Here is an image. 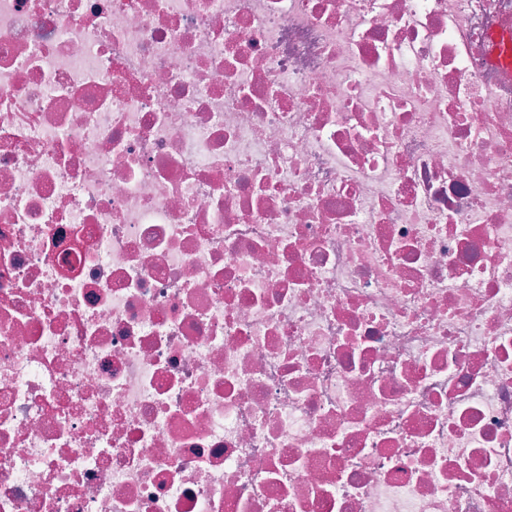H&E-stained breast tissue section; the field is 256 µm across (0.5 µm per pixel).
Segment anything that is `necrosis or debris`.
Listing matches in <instances>:
<instances>
[{
	"mask_svg": "<svg viewBox=\"0 0 512 512\" xmlns=\"http://www.w3.org/2000/svg\"><path fill=\"white\" fill-rule=\"evenodd\" d=\"M512 0H0V512H512ZM491 62L501 68L507 75L512 76V34L494 33L491 37Z\"/></svg>",
	"mask_w": 512,
	"mask_h": 512,
	"instance_id": "4bbe7bcc",
	"label": "necrosis or debris"
}]
</instances>
